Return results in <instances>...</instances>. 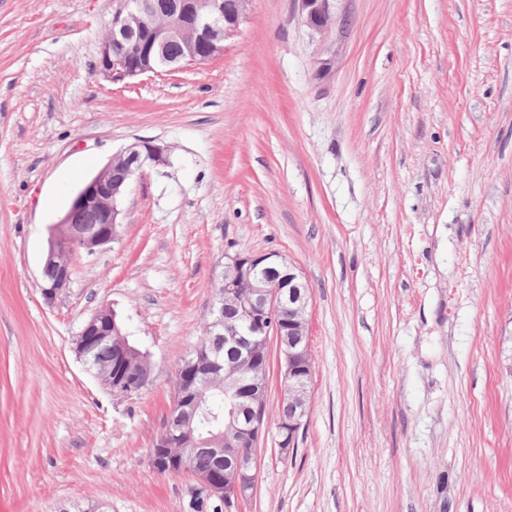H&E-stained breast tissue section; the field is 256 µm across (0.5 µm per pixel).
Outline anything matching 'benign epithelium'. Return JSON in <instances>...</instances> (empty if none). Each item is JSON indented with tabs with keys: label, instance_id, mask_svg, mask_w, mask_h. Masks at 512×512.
<instances>
[{
	"label": "benign epithelium",
	"instance_id": "7a95c632",
	"mask_svg": "<svg viewBox=\"0 0 512 512\" xmlns=\"http://www.w3.org/2000/svg\"><path fill=\"white\" fill-rule=\"evenodd\" d=\"M252 0H238L234 14L224 11L222 0H170L165 11L168 21L155 24L159 14L155 0H123V8L112 18V28L104 38L97 68L111 83H124L144 75L156 74L161 67L173 70L202 64L223 51L224 41L237 32L246 18ZM308 24L321 28L330 19L329 0H297ZM132 42L135 58L130 60L121 48ZM180 47L172 56L170 45ZM164 148L137 141L123 148L75 197L62 220L66 231L51 235L45 267L57 269L56 278L41 287L47 302L69 288L71 263L66 256L75 251L93 254L117 240L120 222L117 200L133 175L163 160ZM96 210L99 224H76L74 216ZM236 302L239 319L229 324L224 319V300ZM311 293L296 267L281 253L236 251L224 254V269L212 284L209 310V335L222 336L238 351L235 367L224 374V400L230 402L224 414L225 432L199 440L210 447L224 463V477L210 473L194 475L196 490L205 497L224 502V512H239L242 502L252 494L257 482L256 451L265 430L262 417L267 379L256 373L257 355L276 340L281 362L283 386L288 388V416L280 417L278 447L286 454L295 445L298 430L308 413V308ZM122 342V356L112 375L95 374L99 383L117 398H129L146 386L140 376L128 371L129 355L142 359L147 354L128 344L116 315L102 307L84 324L75 339V350L87 367L89 354L112 340ZM217 352L198 348L178 370L176 393L167 423L156 439L158 448H177L182 436L193 431L201 410L208 380L219 373Z\"/></svg>",
	"mask_w": 512,
	"mask_h": 512
}]
</instances>
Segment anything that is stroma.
I'll return each mask as SVG.
<instances>
[{
  "label": "stroma",
  "instance_id": "obj_1",
  "mask_svg": "<svg viewBox=\"0 0 512 512\" xmlns=\"http://www.w3.org/2000/svg\"><path fill=\"white\" fill-rule=\"evenodd\" d=\"M121 0H0V512L197 510L150 451L228 252L311 294L310 409L278 447V355L240 512H512V0H252L200 65L97 72ZM165 149L118 241L41 294L53 224L113 155ZM110 307L138 395L73 349ZM302 14L311 26L321 28L330 19L329 0H297Z\"/></svg>",
  "mask_w": 512,
  "mask_h": 512
}]
</instances>
